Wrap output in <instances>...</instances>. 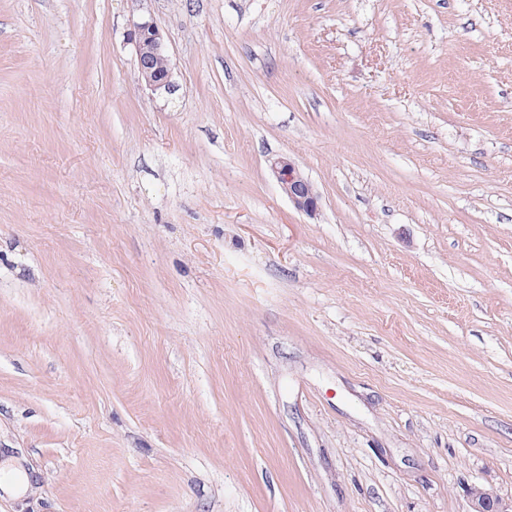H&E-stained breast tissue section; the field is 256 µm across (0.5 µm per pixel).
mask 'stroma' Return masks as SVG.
Returning <instances> with one entry per match:
<instances>
[{"label": "stroma", "mask_w": 512, "mask_h": 512, "mask_svg": "<svg viewBox=\"0 0 512 512\" xmlns=\"http://www.w3.org/2000/svg\"><path fill=\"white\" fill-rule=\"evenodd\" d=\"M5 464L0 512L512 505V0H0ZM134 43L138 69L146 84L154 91L166 90L171 85V70L159 28L149 20L141 19L130 33ZM164 63L163 65L158 63ZM270 169L294 208L307 215H314L318 210L319 197L298 165L287 156H278L270 161Z\"/></svg>", "instance_id": "35a3bbf8"}]
</instances>
